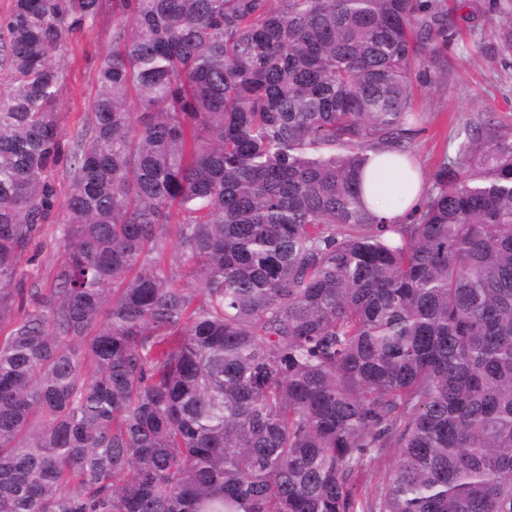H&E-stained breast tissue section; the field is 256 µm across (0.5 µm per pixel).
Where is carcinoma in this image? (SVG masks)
<instances>
[{
	"label": "carcinoma",
	"mask_w": 512,
	"mask_h": 512,
	"mask_svg": "<svg viewBox=\"0 0 512 512\" xmlns=\"http://www.w3.org/2000/svg\"><path fill=\"white\" fill-rule=\"evenodd\" d=\"M109 11L68 139L58 53ZM490 20L512 55V0ZM469 21L447 0H13L0 512H512V127H458L404 222L360 179L411 158L414 79H448ZM55 222L41 288L22 259Z\"/></svg>",
	"instance_id": "1"
}]
</instances>
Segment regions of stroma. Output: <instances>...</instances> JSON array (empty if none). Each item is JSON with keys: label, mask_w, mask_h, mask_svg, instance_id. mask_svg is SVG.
<instances>
[{"label": "stroma", "mask_w": 512, "mask_h": 512, "mask_svg": "<svg viewBox=\"0 0 512 512\" xmlns=\"http://www.w3.org/2000/svg\"><path fill=\"white\" fill-rule=\"evenodd\" d=\"M476 12L464 24L458 39L447 50L452 76L446 84H424L415 89V109L421 114L414 139L413 159L422 173H430L453 152L454 129L471 117L472 106L497 113L512 125V62L493 47L487 23L491 0H470ZM112 49V16L102 15L82 33L68 40L60 51L63 79L59 96L60 120L66 132L79 129L91 111L97 91V71ZM37 260L29 266L32 279L51 286L60 257L57 225H44L33 244Z\"/></svg>", "instance_id": "obj_1"}]
</instances>
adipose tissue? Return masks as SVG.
Returning <instances> with one entry per match:
<instances>
[{
    "label": "adipose tissue",
    "mask_w": 512,
    "mask_h": 512,
    "mask_svg": "<svg viewBox=\"0 0 512 512\" xmlns=\"http://www.w3.org/2000/svg\"><path fill=\"white\" fill-rule=\"evenodd\" d=\"M423 182L418 170L385 164L377 174L365 180L367 206L389 220H399L417 203Z\"/></svg>",
    "instance_id": "obj_1"
}]
</instances>
